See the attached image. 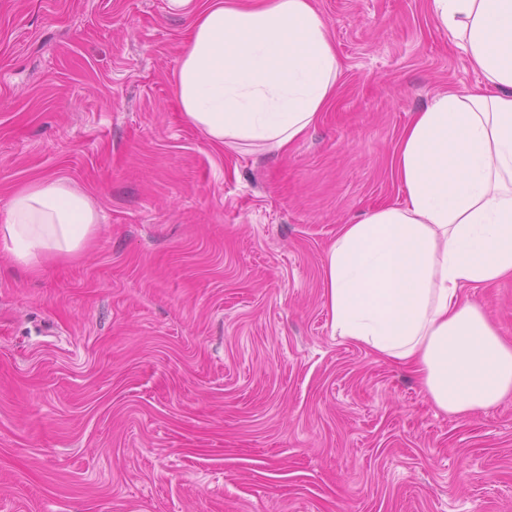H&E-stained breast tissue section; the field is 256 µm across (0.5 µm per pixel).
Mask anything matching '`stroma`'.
<instances>
[{
    "label": "stroma",
    "instance_id": "stroma-1",
    "mask_svg": "<svg viewBox=\"0 0 512 512\" xmlns=\"http://www.w3.org/2000/svg\"><path fill=\"white\" fill-rule=\"evenodd\" d=\"M336 99L285 154L174 103L168 0H0V212L60 177L100 215L0 258V512H512V395L460 416L333 335L342 224L404 202L412 113L483 76L430 0H314ZM512 339V280L473 288Z\"/></svg>",
    "mask_w": 512,
    "mask_h": 512
}]
</instances>
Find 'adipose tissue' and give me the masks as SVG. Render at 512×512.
I'll list each match as a JSON object with an SVG mask.
<instances>
[{
    "instance_id": "obj_1",
    "label": "adipose tissue",
    "mask_w": 512,
    "mask_h": 512,
    "mask_svg": "<svg viewBox=\"0 0 512 512\" xmlns=\"http://www.w3.org/2000/svg\"><path fill=\"white\" fill-rule=\"evenodd\" d=\"M169 6L191 19L176 109L211 144L285 152L333 101L340 64L313 0ZM430 7L485 83L412 115L393 159L406 203L342 225L323 276L333 335L410 367L433 407L464 416L512 394V344L464 293L512 278V0ZM98 222L85 193L41 178L0 214V247L34 265Z\"/></svg>"
}]
</instances>
